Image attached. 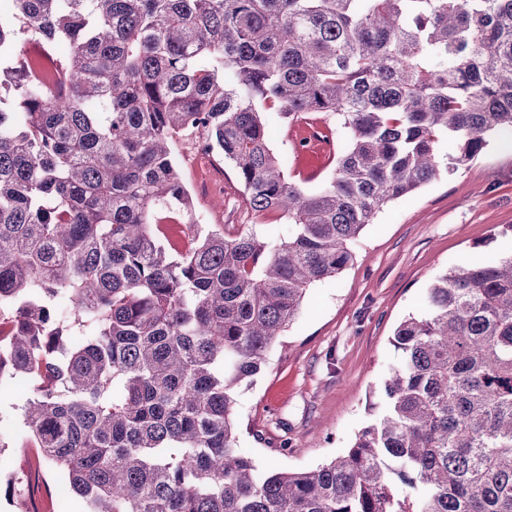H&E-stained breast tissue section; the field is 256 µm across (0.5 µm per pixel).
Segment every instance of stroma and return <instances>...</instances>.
I'll return each instance as SVG.
<instances>
[{
	"instance_id": "35a3bbf8",
	"label": "stroma",
	"mask_w": 512,
	"mask_h": 512,
	"mask_svg": "<svg viewBox=\"0 0 512 512\" xmlns=\"http://www.w3.org/2000/svg\"><path fill=\"white\" fill-rule=\"evenodd\" d=\"M262 119L290 181L318 189L334 160L297 155L302 128L325 126L335 148L345 133L334 117L313 112L288 122L279 106ZM193 133L173 138L174 158L193 201V218L224 235L254 223L234 167L192 149ZM353 258L335 278L314 283L295 320L280 333L266 368L237 390L240 445L258 462L304 471L344 454L380 404L379 383L394 365L396 326L419 313L429 284L448 267L512 254V132L488 136L484 150L389 203L361 232ZM23 379L0 387V512H68L52 467L19 450L29 437Z\"/></svg>"
}]
</instances>
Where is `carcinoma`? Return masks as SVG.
Listing matches in <instances>:
<instances>
[{"label": "carcinoma", "instance_id": "cac0c4a2", "mask_svg": "<svg viewBox=\"0 0 512 512\" xmlns=\"http://www.w3.org/2000/svg\"><path fill=\"white\" fill-rule=\"evenodd\" d=\"M10 2L0 375L34 382L24 424L82 512H512V255L436 278L343 455L264 469L235 411L309 287L438 175L439 143L458 167L512 131V0ZM268 103L345 130L318 190L286 179ZM180 131L288 235L191 223Z\"/></svg>", "mask_w": 512, "mask_h": 512}]
</instances>
